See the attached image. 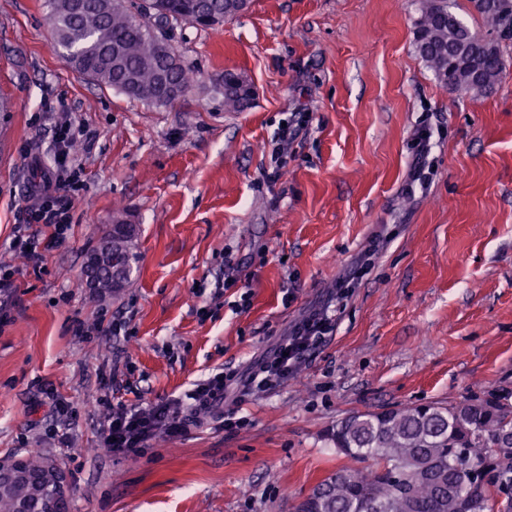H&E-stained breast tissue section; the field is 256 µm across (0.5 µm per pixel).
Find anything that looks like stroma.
<instances>
[{
    "label": "stroma",
    "instance_id": "obj_1",
    "mask_svg": "<svg viewBox=\"0 0 512 512\" xmlns=\"http://www.w3.org/2000/svg\"><path fill=\"white\" fill-rule=\"evenodd\" d=\"M48 15V0H0V265L15 279L0 288V459H55L71 512H294L349 464L328 438L348 414L512 390V39L498 84L473 97L420 57L417 0H251L219 25L174 27L197 82L157 108L74 69ZM228 70L255 91L246 111L224 109ZM61 117L84 132L71 151L85 187L66 239L39 233L35 266L10 243ZM285 124L300 131L280 154ZM118 207L137 270L95 296L80 281ZM381 231L332 335L242 402L248 427L210 412L139 453L104 449L114 392L157 402L249 371Z\"/></svg>",
    "mask_w": 512,
    "mask_h": 512
}]
</instances>
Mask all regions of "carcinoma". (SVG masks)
Instances as JSON below:
<instances>
[{
	"mask_svg": "<svg viewBox=\"0 0 512 512\" xmlns=\"http://www.w3.org/2000/svg\"><path fill=\"white\" fill-rule=\"evenodd\" d=\"M55 46L93 81L156 106H170L192 86L190 71L167 29L198 18L213 26L242 12L239 0H49ZM501 39L512 38V0H470ZM416 48L443 87L483 96L505 64L495 41L472 31L448 0H419ZM241 74L224 73V111L250 108ZM117 262L100 289L120 292L132 280L135 226L113 213ZM336 450L365 469L341 467L320 481L296 512H512V392L442 406H403L353 413L330 433ZM20 474L0 476V512H58L55 487L44 483L53 460L24 456Z\"/></svg>",
	"mask_w": 512,
	"mask_h": 512,
	"instance_id": "carcinoma-1",
	"label": "carcinoma"
}]
</instances>
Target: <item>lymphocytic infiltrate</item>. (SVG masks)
Listing matches in <instances>:
<instances>
[{"mask_svg": "<svg viewBox=\"0 0 512 512\" xmlns=\"http://www.w3.org/2000/svg\"><path fill=\"white\" fill-rule=\"evenodd\" d=\"M55 130L56 151L52 167L55 177L39 187L38 200L28 210L29 221L18 225L11 243L13 249L27 252L29 258L35 261L39 260L40 255L33 249L34 237L29 232L30 224L50 229L52 241L61 240L68 227L74 195L80 187L81 164L69 150L77 130L66 119L57 121ZM335 327L336 319L330 315L328 306H320L296 321L273 354L258 360L249 374L244 375L228 367L196 384L186 399L177 398L146 406L118 404L113 407L105 430V447L115 454L137 452L157 434L182 433L201 412L217 409L224 412L225 430L245 428L248 424L246 418L238 416L236 410L225 409L227 396L232 393L244 395L253 389L267 388L287 379Z\"/></svg>", "mask_w": 512, "mask_h": 512, "instance_id": "1", "label": "lymphocytic infiltrate"}]
</instances>
